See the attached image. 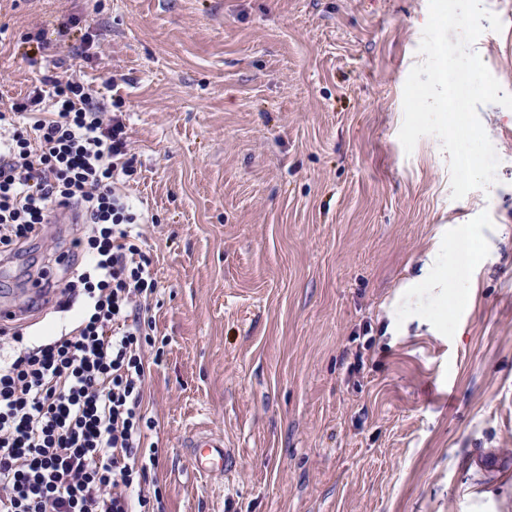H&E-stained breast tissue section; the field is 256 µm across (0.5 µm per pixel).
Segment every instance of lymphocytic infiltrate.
Wrapping results in <instances>:
<instances>
[{
  "instance_id": "lymphocytic-infiltrate-1",
  "label": "lymphocytic infiltrate",
  "mask_w": 512,
  "mask_h": 512,
  "mask_svg": "<svg viewBox=\"0 0 512 512\" xmlns=\"http://www.w3.org/2000/svg\"><path fill=\"white\" fill-rule=\"evenodd\" d=\"M131 150L122 101L68 68L0 108V257L48 240L59 211L87 226L80 263L39 278L68 326L37 342L0 329V512H166L144 403L158 280L124 190Z\"/></svg>"
}]
</instances>
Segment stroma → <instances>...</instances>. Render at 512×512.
<instances>
[{"label":"stroma","mask_w":512,"mask_h":512,"mask_svg":"<svg viewBox=\"0 0 512 512\" xmlns=\"http://www.w3.org/2000/svg\"><path fill=\"white\" fill-rule=\"evenodd\" d=\"M483 2L503 29L472 49L512 93V0ZM74 17L85 52L58 60L115 78L127 192L157 223L166 512H512V109H478L487 189L452 198L437 137L405 153L428 0H0V105L53 68L25 37ZM73 232L0 261L26 334L67 318L29 304ZM439 244L468 296L421 284ZM195 427L235 449L232 476L194 475Z\"/></svg>","instance_id":"1"}]
</instances>
